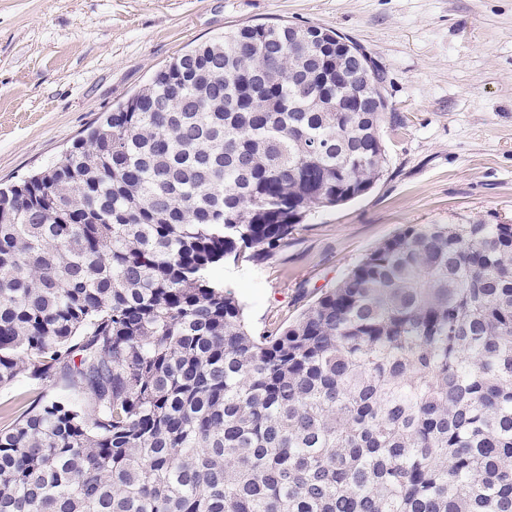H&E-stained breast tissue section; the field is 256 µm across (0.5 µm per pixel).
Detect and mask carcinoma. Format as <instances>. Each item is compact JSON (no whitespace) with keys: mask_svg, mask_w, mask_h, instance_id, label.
Instances as JSON below:
<instances>
[{"mask_svg":"<svg viewBox=\"0 0 512 512\" xmlns=\"http://www.w3.org/2000/svg\"><path fill=\"white\" fill-rule=\"evenodd\" d=\"M348 42L226 31L0 190V387H56L0 512H512V224H408L259 336L213 277L383 176Z\"/></svg>","mask_w":512,"mask_h":512,"instance_id":"cac0c4a2","label":"carcinoma"}]
</instances>
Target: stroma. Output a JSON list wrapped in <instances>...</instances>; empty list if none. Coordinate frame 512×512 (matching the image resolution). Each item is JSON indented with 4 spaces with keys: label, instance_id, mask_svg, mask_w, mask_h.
I'll list each match as a JSON object with an SVG mask.
<instances>
[{
    "label": "stroma",
    "instance_id": "stroma-1",
    "mask_svg": "<svg viewBox=\"0 0 512 512\" xmlns=\"http://www.w3.org/2000/svg\"><path fill=\"white\" fill-rule=\"evenodd\" d=\"M336 30L398 116L365 196L219 277L252 332L291 323L408 224H512V0H0V184L50 164L173 57L247 24Z\"/></svg>",
    "mask_w": 512,
    "mask_h": 512
}]
</instances>
